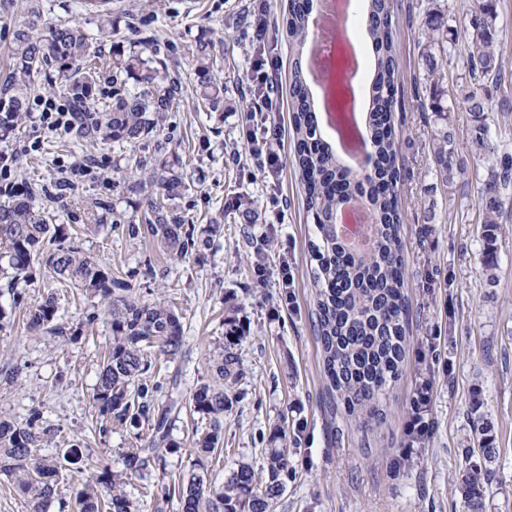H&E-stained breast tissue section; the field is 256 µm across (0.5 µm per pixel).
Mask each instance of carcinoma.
<instances>
[{
  "mask_svg": "<svg viewBox=\"0 0 512 512\" xmlns=\"http://www.w3.org/2000/svg\"><path fill=\"white\" fill-rule=\"evenodd\" d=\"M311 0H288L287 15L274 24L272 48L284 41L292 57L289 78L291 112L290 162L305 190L307 216L314 224L310 243L313 286L316 291L314 329L323 353V371L331 394L362 429H369L382 416V406L401 379L405 358L406 325L410 313L405 295V263L401 240L403 213L399 193L401 172L396 166L398 143L389 125V116L398 104L400 67L397 53L399 34L398 0H365L363 25L374 49V78L370 97V124L366 137L373 170L369 175L340 158L332 145L314 127V105L303 68L304 49L312 37ZM83 10L96 17L100 35L112 37V0H81ZM464 33L471 51L464 61L470 79L466 96L474 128L475 153L488 161L481 190L484 212L483 238L487 244V281H496L495 244L499 219L512 188V154L501 151L488 135L487 113L494 111L486 84H506L500 52L503 24L495 0H465ZM448 10L438 0H428L420 22L419 53L423 73L417 96L418 109L431 114L430 140L435 171L441 181L453 178L454 138L448 131ZM39 16L14 32L12 75L0 84V141L15 134L26 118L27 104L36 94H49L55 87L47 79L54 69L65 78L64 91L69 111L76 119L68 127L76 142L118 149L119 159L128 162L122 182L112 188L137 196L133 201L138 220H130L123 233L130 240L150 237L168 254L186 257L207 247L219 233L222 216L233 215L242 224H257L262 214L249 196L234 197L221 217L195 230L181 224L176 211L188 189L177 148L159 146L151 167L145 168L124 151L135 148L149 137L165 130L167 115L180 108V88L171 79L157 54H146L136 44L110 42L109 51L93 46V38L78 23L64 22L40 32ZM214 43L201 38L192 52L195 71L194 93L197 104L207 112L226 109V85L215 74L217 58ZM112 86V94L103 87ZM266 88L256 86L251 98L239 100L250 122L265 121ZM134 165H129V162ZM363 198L371 217L373 247L354 253L336 236L338 194ZM60 280L92 297L108 302L111 342L98 374L93 394L99 435L105 437L114 427L139 429L151 426L152 440L145 448H130L125 455V471L106 468L91 476L77 489V512H136L126 496L128 474L140 472L149 460H163L174 444L168 441L170 414L178 407L174 390H163L156 380L157 361L151 353L170 359L182 344L183 324L179 314L162 301L147 302L137 294V286L112 273L84 255L68 236L64 225L50 224L41 214L34 194L7 195L0 203V278L13 291L15 303L24 301V289L37 273ZM59 303L49 291L28 307V329L65 336L58 323ZM241 330L230 324L221 351L212 359L214 380L200 385L193 393V412L208 422L209 428L197 438V456L192 469L178 485L182 512H272L285 491L288 470L286 433L270 439L267 477L241 465L227 480L209 482V457L221 451L224 412L232 407L224 383L239 377L237 346ZM482 455H496L491 427L484 417L474 423ZM54 429L44 424L41 412L34 410L24 420L0 416V473L32 503L33 512H49L62 463L38 454L50 442ZM482 471L469 467L461 475L467 512H484Z\"/></svg>",
  "mask_w": 512,
  "mask_h": 512,
  "instance_id": "carcinoma-1",
  "label": "carcinoma"
}]
</instances>
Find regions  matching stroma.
<instances>
[{"mask_svg": "<svg viewBox=\"0 0 512 512\" xmlns=\"http://www.w3.org/2000/svg\"><path fill=\"white\" fill-rule=\"evenodd\" d=\"M399 106L392 123L399 143L405 256V292L411 303L402 379L373 430L362 431L332 408L322 373L312 313L315 309L309 245L314 226L304 205L298 173L283 164L276 175L260 169L243 137V111L199 112L191 51L199 38L216 44L218 77L228 98L240 99L256 75L251 42L266 30L251 22L238 27L255 0H112V20L121 34L153 36L166 69L182 87L179 111L169 114L165 133L182 144L189 189L179 205L187 223L203 227L237 194L249 195L262 214L259 224L225 219L210 246L187 258H171L150 239L125 238L116 215L132 207L112 190L107 174L113 152L70 140L28 118L18 139L0 142L11 155L10 179L17 188L54 186L60 169L76 160L90 165L73 178L64 208L49 211L66 225L82 250L100 264L133 280L143 300H162L182 316L181 351L160 374L164 387H177L181 411L172 413L169 439L178 452L149 461L124 490L138 512H181L178 499L154 494L187 472L196 454L190 398L212 377L210 359L224 341L225 321L245 337L238 347L239 380L230 385L233 406L224 415L223 451L208 465L212 482L222 483L239 464L264 472L270 436L288 432V484L275 512H467L459 477L474 445L473 418L482 413L492 427L498 453L488 462L484 512H512V204L500 219L497 280L484 271L480 191L487 163L472 145L465 95L469 78L462 59L468 47L458 38L448 57V126L455 134L459 168L450 185L440 184L433 165L428 121L416 108L421 72L419 16L426 0H400ZM41 10L40 30L80 22L91 35L99 26L80 0H0V82L10 72L14 32L32 10ZM237 142L239 156L225 145ZM110 201L97 229L88 230L93 203ZM294 283L292 303L279 286L282 274ZM58 324L75 340L31 335L28 306L44 292L42 280L28 286L26 301L14 304L0 280V415L19 420L40 411L57 435L43 455L60 457L79 443L82 460L65 465L56 495L74 502L81 484L101 468H124L127 448L149 429H113L100 437L90 399L99 364L110 341L107 305L57 284ZM14 379H6L10 369ZM435 377L431 431L412 457L401 454L412 399L421 381Z\"/></svg>", "mask_w": 512, "mask_h": 512, "instance_id": "1", "label": "stroma"}]
</instances>
